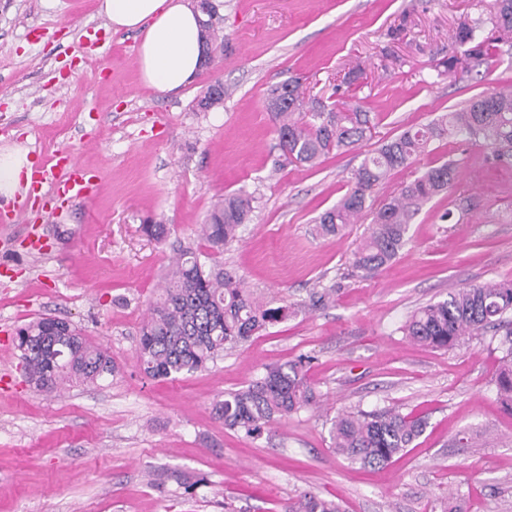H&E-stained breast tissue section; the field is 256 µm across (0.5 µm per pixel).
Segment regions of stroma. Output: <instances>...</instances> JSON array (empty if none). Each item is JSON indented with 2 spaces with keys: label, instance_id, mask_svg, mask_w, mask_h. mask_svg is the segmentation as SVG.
Here are the masks:
<instances>
[{
  "label": "stroma",
  "instance_id": "stroma-1",
  "mask_svg": "<svg viewBox=\"0 0 512 512\" xmlns=\"http://www.w3.org/2000/svg\"><path fill=\"white\" fill-rule=\"evenodd\" d=\"M100 0H0V147L33 162L74 151L100 178L96 196L44 222L0 224V512H284L309 491L345 512H512V413L497 398L502 352L494 329L453 349L401 332L406 318L457 288L512 280V165L451 137L375 193L383 200L426 167L458 165L453 190L413 220L393 263L375 278L351 269L369 217L322 237L315 219L348 189L365 155L403 129L428 123L476 95L512 87V42L485 62L440 75L466 19L494 0H219L224 52L180 91L139 77L132 31H114ZM356 81L344 83L349 69ZM221 77L222 107L194 101ZM300 77L310 94L338 93L369 111L371 139L332 152L316 168L275 171L280 151L264 107L267 89ZM87 101L75 112L72 100ZM93 147H85L86 137ZM245 190L250 224L222 255L263 301L304 305L215 364L153 380L134 357L147 308L173 250L197 237L212 202ZM462 209L458 223L444 221ZM168 236L148 237V220ZM330 303L308 308L313 291ZM68 320L117 366L98 385L37 391L13 341L39 317ZM304 359L319 408L298 412L252 440L229 429L212 403L265 365ZM395 408L425 417L413 448L384 469L336 457L331 421L344 409Z\"/></svg>",
  "mask_w": 512,
  "mask_h": 512
}]
</instances>
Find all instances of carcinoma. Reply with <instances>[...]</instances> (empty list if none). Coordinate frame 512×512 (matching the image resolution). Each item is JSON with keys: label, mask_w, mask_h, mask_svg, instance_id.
Instances as JSON below:
<instances>
[{"label": "carcinoma", "mask_w": 512, "mask_h": 512, "mask_svg": "<svg viewBox=\"0 0 512 512\" xmlns=\"http://www.w3.org/2000/svg\"><path fill=\"white\" fill-rule=\"evenodd\" d=\"M495 38L480 35L477 21L461 24L455 41L461 57L437 66L451 72L459 64L480 65L491 41L512 40V0H494L491 17ZM216 97L200 99L195 108L210 112L224 103V82ZM265 109L278 136V166H314L332 151L354 147L372 130L370 113L359 106L338 108L320 98L306 97L297 79L267 90ZM463 136L492 150L491 160L512 165V90L492 89L472 98L454 112L438 115L426 125L411 127L365 155L348 179L349 189L336 205L316 219L323 235L338 236L352 219L368 210L369 234L352 255L359 276L372 277L390 265L405 244L414 216L423 204L451 190L456 163L428 167L399 192L375 203L374 189L394 171L408 168L430 145L448 136ZM251 197L239 190L226 193L212 206L201 236L211 252L190 246L174 250L162 293L148 307L136 348L142 372L151 379H175L208 367L224 350L250 340L268 324L296 313L292 305L260 303L218 255L251 221ZM507 327L505 354L494 378L497 397L512 411V282L458 288L448 298L414 311L402 326L410 340L433 348L457 347L487 328ZM18 348L29 381L39 391L52 392L73 380L96 384L113 376L115 365L103 348L92 344L78 326L56 317H41L17 332ZM304 360L263 367L261 375L214 401L212 412L224 426L258 439L270 426L316 404V394L303 374ZM426 420L392 408L365 413L339 412L331 440L337 456L361 467H385L424 432ZM285 512H343L342 506L313 493L288 503Z\"/></svg>", "instance_id": "obj_1"}]
</instances>
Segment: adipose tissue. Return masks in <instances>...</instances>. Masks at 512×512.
<instances>
[{
  "label": "adipose tissue",
  "instance_id": "adipose-tissue-1",
  "mask_svg": "<svg viewBox=\"0 0 512 512\" xmlns=\"http://www.w3.org/2000/svg\"><path fill=\"white\" fill-rule=\"evenodd\" d=\"M113 30L134 31L142 82L161 92L186 86L203 66L198 19L186 0H100Z\"/></svg>",
  "mask_w": 512,
  "mask_h": 512
}]
</instances>
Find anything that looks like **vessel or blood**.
<instances>
[{
  "instance_id": "b4317fda",
  "label": "vessel or blood",
  "mask_w": 512,
  "mask_h": 512,
  "mask_svg": "<svg viewBox=\"0 0 512 512\" xmlns=\"http://www.w3.org/2000/svg\"><path fill=\"white\" fill-rule=\"evenodd\" d=\"M95 176L84 168L73 153L66 149L58 150L43 165L34 167L31 173V190H49L57 205L52 209V219H59L64 210L88 201L93 193ZM27 202L1 201L0 224H23L28 220Z\"/></svg>"
}]
</instances>
